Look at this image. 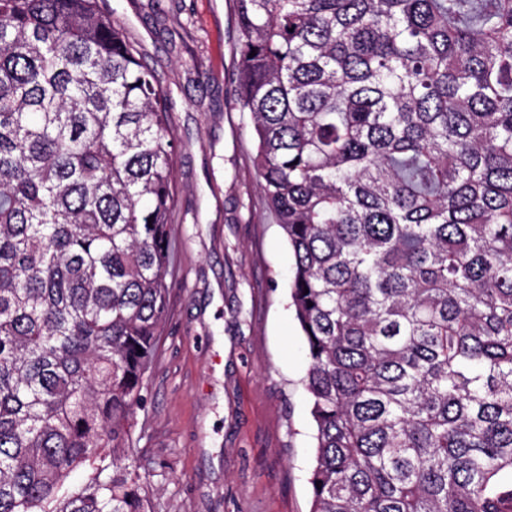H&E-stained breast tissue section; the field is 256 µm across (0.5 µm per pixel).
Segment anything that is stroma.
<instances>
[{"instance_id":"obj_1","label":"stroma","mask_w":512,"mask_h":512,"mask_svg":"<svg viewBox=\"0 0 512 512\" xmlns=\"http://www.w3.org/2000/svg\"><path fill=\"white\" fill-rule=\"evenodd\" d=\"M107 5L161 78L180 144L170 313L133 413L150 512H309L307 347L235 104V2Z\"/></svg>"}]
</instances>
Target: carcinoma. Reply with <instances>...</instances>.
<instances>
[{"label": "carcinoma", "mask_w": 512, "mask_h": 512, "mask_svg": "<svg viewBox=\"0 0 512 512\" xmlns=\"http://www.w3.org/2000/svg\"><path fill=\"white\" fill-rule=\"evenodd\" d=\"M236 3L310 512H512V0ZM178 155L101 0H0V512H149Z\"/></svg>", "instance_id": "carcinoma-1"}]
</instances>
